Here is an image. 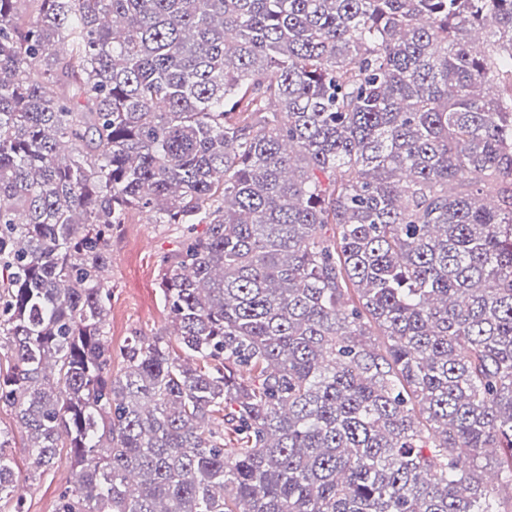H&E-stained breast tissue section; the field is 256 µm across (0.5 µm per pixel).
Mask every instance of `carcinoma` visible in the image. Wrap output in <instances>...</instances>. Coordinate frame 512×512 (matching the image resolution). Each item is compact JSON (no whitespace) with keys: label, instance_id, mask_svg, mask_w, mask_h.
Wrapping results in <instances>:
<instances>
[{"label":"carcinoma","instance_id":"carcinoma-1","mask_svg":"<svg viewBox=\"0 0 512 512\" xmlns=\"http://www.w3.org/2000/svg\"><path fill=\"white\" fill-rule=\"evenodd\" d=\"M131 210L208 228L161 261L177 347L114 377ZM0 275L57 512H497L512 0H0Z\"/></svg>","mask_w":512,"mask_h":512}]
</instances>
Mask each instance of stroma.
Wrapping results in <instances>:
<instances>
[{
  "label": "stroma",
  "mask_w": 512,
  "mask_h": 512,
  "mask_svg": "<svg viewBox=\"0 0 512 512\" xmlns=\"http://www.w3.org/2000/svg\"><path fill=\"white\" fill-rule=\"evenodd\" d=\"M182 235V225L155 224L140 211L130 212L112 234L106 272L112 296L106 328L113 375L123 372L121 351L130 338L171 331L169 309L160 289V263L179 248ZM74 481L67 455H60L49 470L21 483L20 499H1L0 512H15L19 504L26 512H56L61 492Z\"/></svg>",
  "instance_id": "obj_1"
}]
</instances>
